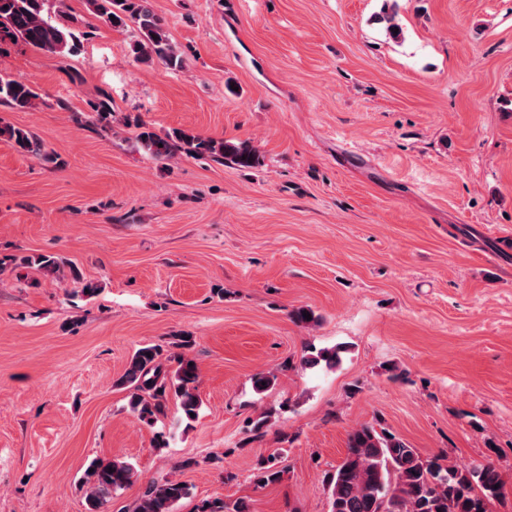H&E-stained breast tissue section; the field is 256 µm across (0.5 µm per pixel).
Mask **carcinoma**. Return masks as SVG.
Listing matches in <instances>:
<instances>
[{
	"instance_id": "cac0c4a2",
	"label": "carcinoma",
	"mask_w": 512,
	"mask_h": 512,
	"mask_svg": "<svg viewBox=\"0 0 512 512\" xmlns=\"http://www.w3.org/2000/svg\"><path fill=\"white\" fill-rule=\"evenodd\" d=\"M90 10L105 23L123 29L135 26L130 50L141 63L160 62L180 69L184 58L171 41L165 21L150 8L149 0H86ZM65 0H0V46L22 42L36 50L65 55L77 52L81 38L69 24L59 21ZM40 95L28 83L0 75V103L16 109L37 105ZM97 120L112 115L109 95L90 104ZM137 135L140 147L153 159L166 161L176 153L207 156L220 163L241 168L260 164L250 143L203 138L184 129L160 136L144 125ZM0 137L12 142L20 153L42 157L50 162L43 144L28 131L10 125L0 126ZM21 264L56 276L70 278L82 295L92 297L100 287L82 278L72 261L63 256L38 255L22 259ZM191 338L182 336L173 350L159 344L139 346L127 363L118 385L128 389L130 411L152 426L167 415L168 403L178 402L181 419L198 414L202 401L198 394V368L185 350ZM341 348L311 349L302 359L305 367L333 368L340 362ZM85 474L87 512H106L112 497L133 482L134 466L118 458L96 459ZM284 469L273 453L258 462L253 483L258 488L278 483ZM330 512H490L502 493V477L495 465L474 464L456 468L443 464L440 456L422 457L417 449L393 433L365 424L353 430L347 448L334 472L327 475ZM189 487L178 480L152 483L138 500L133 512H176L181 500L189 497ZM195 512H250L242 498L231 502L219 499L200 501Z\"/></svg>"
}]
</instances>
